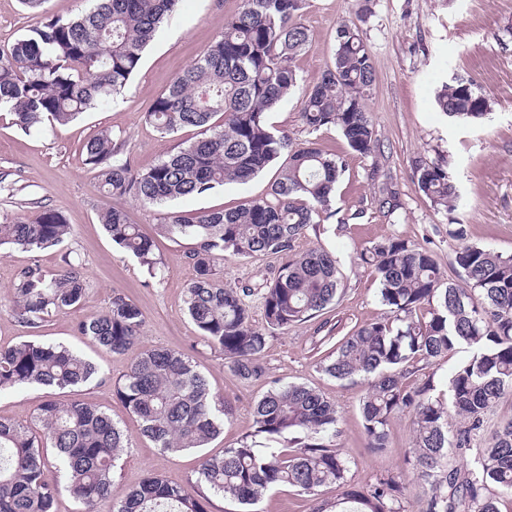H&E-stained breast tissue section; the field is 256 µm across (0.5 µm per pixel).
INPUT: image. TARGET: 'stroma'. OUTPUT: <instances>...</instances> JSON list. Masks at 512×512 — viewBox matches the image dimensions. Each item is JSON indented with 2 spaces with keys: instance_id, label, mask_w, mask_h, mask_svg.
<instances>
[{
  "instance_id": "1",
  "label": "stroma",
  "mask_w": 512,
  "mask_h": 512,
  "mask_svg": "<svg viewBox=\"0 0 512 512\" xmlns=\"http://www.w3.org/2000/svg\"><path fill=\"white\" fill-rule=\"evenodd\" d=\"M240 3L179 0L122 94L70 123L29 133L13 124L10 113L0 112V173L6 176L0 184V219L24 221L37 207L47 206L61 212L73 227L72 237L60 247L39 253L12 249L0 256V299L6 298L19 273L35 262L54 274L64 261H71L88 288L80 306L53 313L38 328L24 326L8 308L0 307V346L27 340L63 343L99 366V376L76 389L74 396L102 407L128 435L130 446L117 463L120 487L136 486L149 474L183 486L196 481L201 454H222L253 434V405L272 382H300L335 402L338 422L328 442L348 459L352 486L362 491L377 478L400 476L409 512H422L425 490L406 464L412 446V414L395 415L387 450L371 451L359 409L365 381L335 380L321 372L317 362L330 351L333 339L387 312L372 267L357 258L362 249L390 236L401 237L431 250L444 279L455 284L460 281L455 253L461 244L512 254V0H306L304 22L313 43L294 61L304 88L319 81L330 65L339 24L368 8L360 29L377 80L367 107L384 153L375 159L360 157L332 128L308 133L299 117L302 91L270 112V123L287 131L294 143L317 141L347 162L348 170L336 187L333 216L310 227L301 241L302 247L321 246L335 253L343 292L336 304L314 318L270 338L262 355L266 374L252 381L237 379L223 354L204 341L186 315L184 290L195 272L183 247L157 238L162 269L157 277H149L107 237L98 215L121 207L131 223L150 234L163 210L191 215L233 209L265 195L278 175V165L269 166L247 184H227L162 208L106 195L81 153L86 139L106 130L131 167L142 170L177 145L195 141L198 129L189 127L165 137L146 115L157 95L214 41ZM36 22L20 0H0V52ZM455 76L476 81L490 102L489 115L460 122L439 111L436 96ZM420 158L442 167L456 185L459 201L453 213L435 211L419 192L413 163ZM383 182L390 184L400 202L390 215L380 212L374 200V187ZM453 222L464 224V241L449 237L448 226ZM279 265L273 257L247 263L228 256L221 275L225 286L252 287L272 278ZM116 291L129 296L145 315L140 340L121 354L110 353L78 332L79 322L102 311ZM151 347L191 355L212 393L231 406L223 432L204 452H160L141 435L139 419L115 395V381ZM52 395L51 389L39 386L2 392L0 418L31 425L38 405Z\"/></svg>"
}]
</instances>
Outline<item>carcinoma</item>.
Instances as JSON below:
<instances>
[{
    "mask_svg": "<svg viewBox=\"0 0 512 512\" xmlns=\"http://www.w3.org/2000/svg\"><path fill=\"white\" fill-rule=\"evenodd\" d=\"M75 19L45 17L0 54V110L24 130L64 124L121 93L142 53L177 0H94ZM306 0H241L239 11L206 51L179 73L153 102L147 120L162 135L186 127L200 137L153 166L134 170L103 130L82 147L85 164L112 197L143 204L200 195L228 183L245 184L281 156L286 162L269 195L235 209L202 211L193 217L168 212L155 235L112 207L100 224L119 247L154 277L161 259L155 236L186 244L195 277L185 288L184 308L208 344L224 354L235 376L259 379L260 358L278 330L302 324L335 304L341 295L336 256L322 247L300 248L317 218L330 214L331 197L346 173L343 157L313 141L293 143L268 114L300 88L294 59L312 45L302 22ZM376 82L371 55L354 22L340 24L331 65L304 93L300 119L310 133L334 128L361 157L381 153L368 94ZM436 103L450 118L476 120L490 104L473 80L456 77ZM222 113L221 125L211 123ZM419 192L451 213L458 194L448 173L415 161ZM379 209L393 214L396 193L380 190ZM72 233L58 211L41 207L28 221L0 222V249L43 251ZM281 259L277 276L260 288H227L218 278L224 256ZM379 283L383 318L342 337L319 369L336 380L361 377L360 399L368 447L383 453L391 419L414 413L413 476L427 487L424 512H499L498 499L512 497V421L482 438L487 412L512 393V255L465 245L455 255L460 287L446 283L433 254L398 236L363 250ZM46 274L38 263L25 268L10 288L18 322L36 327L53 312L78 306L87 284L71 261ZM260 300L263 325L253 323L249 298ZM145 316L122 293L107 308L80 322L79 333L115 354L142 335ZM461 348L471 355L448 380V399L433 397L431 380L408 386L403 378ZM99 368L62 344L22 342L0 347V391L23 386L69 390L84 386ZM114 392L141 423V433L164 453L205 447L229 415L188 354L148 348L115 383ZM460 425L448 429V411ZM255 432L277 442L289 437L293 451L258 448L242 441L221 456H204L197 482L252 512L268 492L288 486L313 498L312 512H336L338 503L319 499L321 489L343 490L341 512H407L400 477L380 478L367 491L350 487L349 462L325 441L336 428V405L303 383L271 387L253 407ZM40 434L0 419V512H55L58 485L46 479L49 458L63 470L79 512H208V499L149 474L115 497L114 468L128 438L101 407L87 402L44 400L34 416Z\"/></svg>",
    "mask_w": 512,
    "mask_h": 512,
    "instance_id": "1",
    "label": "carcinoma"
}]
</instances>
